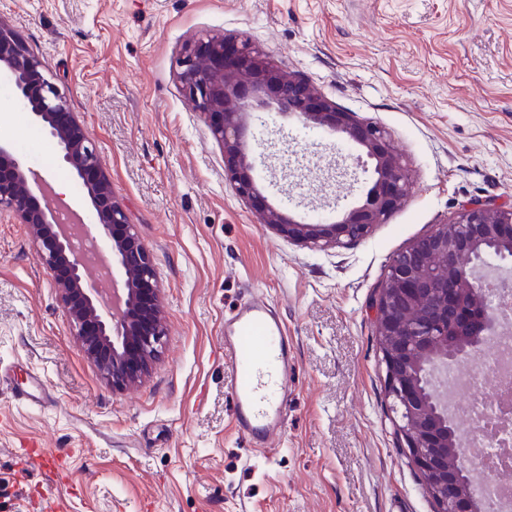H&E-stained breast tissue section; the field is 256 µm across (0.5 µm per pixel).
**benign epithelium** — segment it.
Returning a JSON list of instances; mask_svg holds the SVG:
<instances>
[{
  "label": "benign epithelium",
  "mask_w": 512,
  "mask_h": 512,
  "mask_svg": "<svg viewBox=\"0 0 512 512\" xmlns=\"http://www.w3.org/2000/svg\"><path fill=\"white\" fill-rule=\"evenodd\" d=\"M176 74L211 136L224 152V176L259 223L290 242L325 249L360 240L402 204L408 170L387 132L317 94L248 38L195 37L176 60ZM0 80L15 103L56 143L59 161L86 188L92 218L63 224L48 204L52 184L18 158L0 133V212L26 227L40 251L75 336L112 389L139 382L158 358L162 322L156 261L112 193L97 146L70 112L13 31L0 23ZM258 108H274L361 147L375 161L364 202L331 222L310 223L268 205L258 188L246 137ZM90 240L110 270V288L92 287L73 244ZM512 259V205H465L395 255L374 304L388 396L399 416L403 448L416 466L436 512H476L475 470L467 436L438 387V375L467 362L495 335L497 310L488 281L490 261Z\"/></svg>",
  "instance_id": "benign-epithelium-1"
}]
</instances>
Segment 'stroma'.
Masks as SVG:
<instances>
[{
    "label": "stroma",
    "instance_id": "stroma-1",
    "mask_svg": "<svg viewBox=\"0 0 512 512\" xmlns=\"http://www.w3.org/2000/svg\"><path fill=\"white\" fill-rule=\"evenodd\" d=\"M96 141L153 253L166 334L114 391L71 331L24 225L0 213V512H434L400 446L372 298L390 258L470 201L512 204V0H0ZM246 36L403 157V205L370 235L312 250L260 224L187 101V40ZM0 130L35 125L0 81ZM267 202L339 218L372 161L263 114L248 133ZM262 294L293 351L276 451L240 434L224 322ZM40 387L35 403L16 393ZM64 458L48 469L27 445Z\"/></svg>",
    "mask_w": 512,
    "mask_h": 512
}]
</instances>
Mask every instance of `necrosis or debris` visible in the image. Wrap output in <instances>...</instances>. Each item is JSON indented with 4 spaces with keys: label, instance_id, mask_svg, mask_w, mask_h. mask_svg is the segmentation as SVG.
<instances>
[{
    "label": "necrosis or debris",
    "instance_id": "4bbe7bcc",
    "mask_svg": "<svg viewBox=\"0 0 512 512\" xmlns=\"http://www.w3.org/2000/svg\"><path fill=\"white\" fill-rule=\"evenodd\" d=\"M483 365L467 374L449 372L448 383L463 391L459 408L469 425V444L482 451L484 477L477 494L489 512H512V309ZM493 383V395L484 386Z\"/></svg>",
    "mask_w": 512,
    "mask_h": 512
}]
</instances>
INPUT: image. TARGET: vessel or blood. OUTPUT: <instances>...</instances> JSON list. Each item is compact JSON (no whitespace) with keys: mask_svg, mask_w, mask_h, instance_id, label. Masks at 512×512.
<instances>
[{"mask_svg":"<svg viewBox=\"0 0 512 512\" xmlns=\"http://www.w3.org/2000/svg\"><path fill=\"white\" fill-rule=\"evenodd\" d=\"M224 359L239 432L257 446L273 448L286 417L290 345L262 299L245 303L225 322Z\"/></svg>","mask_w":512,"mask_h":512,"instance_id":"obj_1","label":"vessel or blood"}]
</instances>
